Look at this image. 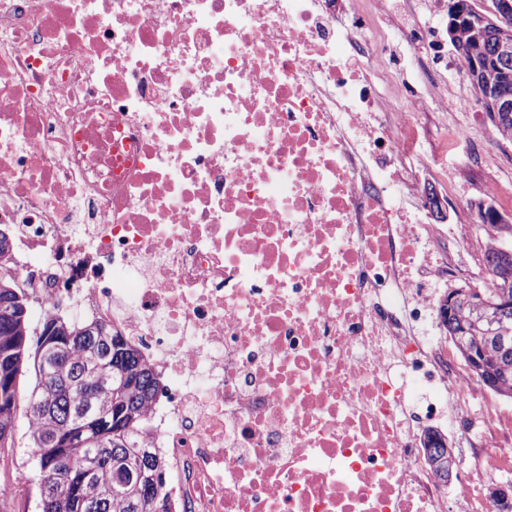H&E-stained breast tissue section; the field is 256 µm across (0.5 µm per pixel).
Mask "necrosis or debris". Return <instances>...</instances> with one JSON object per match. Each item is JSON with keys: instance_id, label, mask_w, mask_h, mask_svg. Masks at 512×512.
Returning a JSON list of instances; mask_svg holds the SVG:
<instances>
[{"instance_id": "obj_1", "label": "necrosis or debris", "mask_w": 512, "mask_h": 512, "mask_svg": "<svg viewBox=\"0 0 512 512\" xmlns=\"http://www.w3.org/2000/svg\"><path fill=\"white\" fill-rule=\"evenodd\" d=\"M0 0V270L112 326L162 383L171 512H448L420 439L512 467L434 290L493 279L406 203L427 101L386 111L358 0Z\"/></svg>"}]
</instances>
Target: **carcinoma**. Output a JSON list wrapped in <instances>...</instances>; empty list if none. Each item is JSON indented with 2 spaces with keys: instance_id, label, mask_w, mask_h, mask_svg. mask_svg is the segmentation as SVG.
<instances>
[{
  "instance_id": "obj_1",
  "label": "carcinoma",
  "mask_w": 512,
  "mask_h": 512,
  "mask_svg": "<svg viewBox=\"0 0 512 512\" xmlns=\"http://www.w3.org/2000/svg\"><path fill=\"white\" fill-rule=\"evenodd\" d=\"M30 300L0 274V449L15 447L16 421L35 463L40 512H169V463L151 446L145 411L160 377L116 331L111 347L90 327L54 316L30 327ZM131 464L140 479L122 477Z\"/></svg>"
}]
</instances>
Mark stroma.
<instances>
[{"label":"stroma","mask_w":512,"mask_h":512,"mask_svg":"<svg viewBox=\"0 0 512 512\" xmlns=\"http://www.w3.org/2000/svg\"><path fill=\"white\" fill-rule=\"evenodd\" d=\"M446 0H362L377 35L389 46L376 61L375 66L382 76V93H389L392 86L401 84L414 93L429 98L434 92L446 93L448 99H468L472 93L464 77V66L460 63L443 64L431 54L416 49L404 37V29L420 28L426 33L442 32L446 25L442 6ZM460 123L470 126L475 145L490 161L495 171L512 178V143L502 141L492 124L486 121L481 106L470 110H457L447 114L429 110L423 118L418 144L424 161L419 171L417 191L413 202L425 200L427 193L436 194L444 211V224L456 223L460 211H467L470 219H477L476 203L482 194L463 187L458 192L448 191L445 177L453 175L470 160L471 150L463 145L449 147L439 157H432L434 143L444 126Z\"/></svg>","instance_id":"obj_1"}]
</instances>
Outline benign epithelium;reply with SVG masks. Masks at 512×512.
I'll return each instance as SVG.
<instances>
[{
    "label": "benign epithelium",
    "instance_id": "benign-epithelium-1",
    "mask_svg": "<svg viewBox=\"0 0 512 512\" xmlns=\"http://www.w3.org/2000/svg\"><path fill=\"white\" fill-rule=\"evenodd\" d=\"M471 6L473 32L465 52V77L486 87L485 117L512 138V0ZM486 266L499 282L487 296L476 288H454L445 296L448 338L457 342L471 376L484 389L512 393V247L494 240ZM423 452L436 478L450 485L459 478L452 444L437 433L422 438ZM487 497L496 512H512V485L493 484Z\"/></svg>",
    "mask_w": 512,
    "mask_h": 512
}]
</instances>
